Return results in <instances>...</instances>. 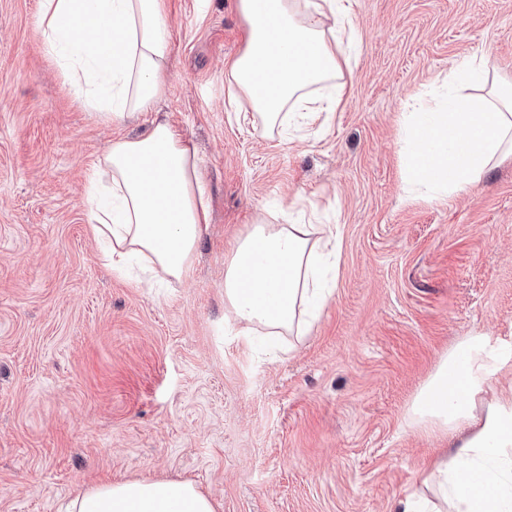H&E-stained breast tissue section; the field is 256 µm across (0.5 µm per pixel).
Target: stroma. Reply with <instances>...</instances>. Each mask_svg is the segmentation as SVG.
<instances>
[{"label": "stroma", "instance_id": "1", "mask_svg": "<svg viewBox=\"0 0 512 512\" xmlns=\"http://www.w3.org/2000/svg\"><path fill=\"white\" fill-rule=\"evenodd\" d=\"M357 51L331 121L261 137L229 106L237 0H168L163 93L105 121L0 0V512H62L103 480L187 479L222 512H396L448 443L407 409L450 348L512 362V161L463 195L404 190V115L483 53L512 76V0H351ZM167 120L211 211L183 281L103 265L85 189L110 142ZM339 227L332 297L278 356L225 318L224 255L257 218Z\"/></svg>", "mask_w": 512, "mask_h": 512}]
</instances>
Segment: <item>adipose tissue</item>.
I'll return each instance as SVG.
<instances>
[{
    "label": "adipose tissue",
    "instance_id": "obj_1",
    "mask_svg": "<svg viewBox=\"0 0 512 512\" xmlns=\"http://www.w3.org/2000/svg\"><path fill=\"white\" fill-rule=\"evenodd\" d=\"M246 45L225 72L228 95L247 101L260 134L334 112L346 93L357 29L349 0H238ZM76 98L104 119L152 111L164 81L165 0H40L36 28ZM406 183L431 195L468 192L512 157V81H490L474 54L448 74V99L411 112L400 130ZM101 259L120 272L131 259L166 277L188 278L209 207L195 153L163 120L112 143L86 193ZM332 224L259 221L230 243L224 302L244 333L306 335L328 295L322 261H336ZM500 366L489 341L472 336L449 350L414 397L411 418L448 437L449 455L419 479L399 512H512V382L492 384ZM67 512H217L191 482L104 481L77 491Z\"/></svg>",
    "mask_w": 512,
    "mask_h": 512
}]
</instances>
